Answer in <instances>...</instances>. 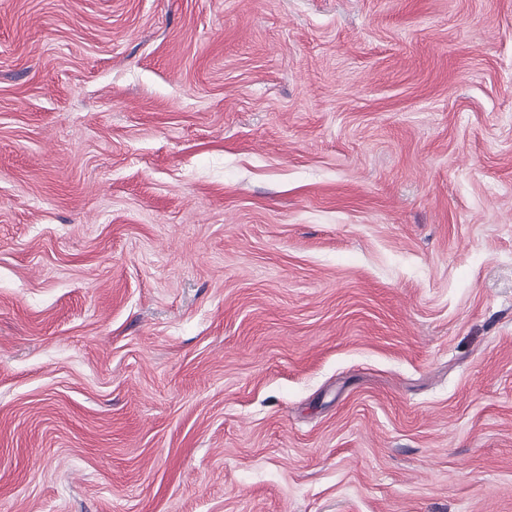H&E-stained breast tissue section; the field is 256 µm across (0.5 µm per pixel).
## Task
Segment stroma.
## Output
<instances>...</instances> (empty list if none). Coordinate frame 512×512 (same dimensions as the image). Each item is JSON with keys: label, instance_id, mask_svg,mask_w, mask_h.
<instances>
[{"label": "stroma", "instance_id": "obj_1", "mask_svg": "<svg viewBox=\"0 0 512 512\" xmlns=\"http://www.w3.org/2000/svg\"><path fill=\"white\" fill-rule=\"evenodd\" d=\"M0 512H512V0H0Z\"/></svg>", "mask_w": 512, "mask_h": 512}]
</instances>
